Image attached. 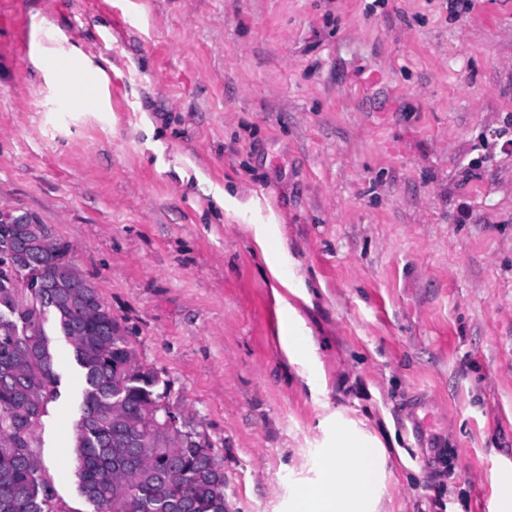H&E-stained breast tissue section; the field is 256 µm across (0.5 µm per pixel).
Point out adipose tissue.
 <instances>
[{
	"instance_id": "obj_1",
	"label": "adipose tissue",
	"mask_w": 512,
	"mask_h": 512,
	"mask_svg": "<svg viewBox=\"0 0 512 512\" xmlns=\"http://www.w3.org/2000/svg\"><path fill=\"white\" fill-rule=\"evenodd\" d=\"M388 470L387 452L376 437L337 426L320 477L293 487L291 512H377Z\"/></svg>"
}]
</instances>
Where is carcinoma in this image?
<instances>
[{"instance_id": "1", "label": "carcinoma", "mask_w": 512, "mask_h": 512, "mask_svg": "<svg viewBox=\"0 0 512 512\" xmlns=\"http://www.w3.org/2000/svg\"><path fill=\"white\" fill-rule=\"evenodd\" d=\"M28 237H36L30 224H0V286L21 268L48 284L62 277L70 245L10 249ZM42 296L67 330L84 373L75 473L93 512H228L224 470L198 434L135 454L118 446L129 429L147 428L150 409L167 396L168 385L157 369L136 360L129 336L97 289L49 287ZM6 300L16 315L12 324L0 322V512H63L24 439L56 396L55 355L37 336L44 311L13 294Z\"/></svg>"}]
</instances>
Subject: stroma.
<instances>
[{"label":"stroma","instance_id":"stroma-1","mask_svg":"<svg viewBox=\"0 0 512 512\" xmlns=\"http://www.w3.org/2000/svg\"><path fill=\"white\" fill-rule=\"evenodd\" d=\"M114 77L65 109L0 62V207L57 238L224 468L229 512H289L350 419L381 512H496L512 464V0H25ZM112 35V54L92 52ZM274 251L264 258L254 236ZM288 276L279 288L270 272ZM31 439L63 512L84 384ZM311 337L310 369L280 343ZM469 449L458 458V448Z\"/></svg>","mask_w":512,"mask_h":512}]
</instances>
